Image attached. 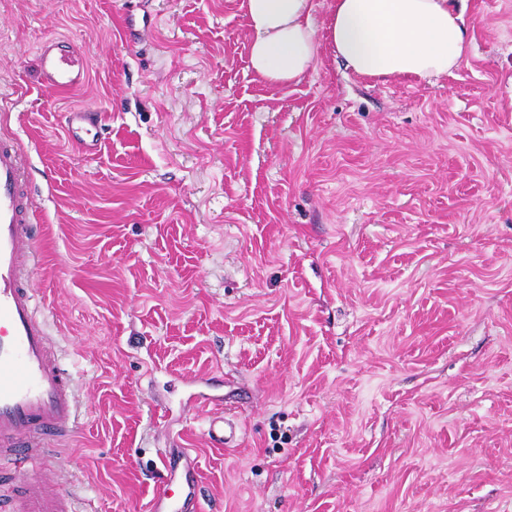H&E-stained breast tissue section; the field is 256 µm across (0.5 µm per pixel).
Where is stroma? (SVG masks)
Listing matches in <instances>:
<instances>
[{
  "instance_id": "obj_1",
  "label": "stroma",
  "mask_w": 512,
  "mask_h": 512,
  "mask_svg": "<svg viewBox=\"0 0 512 512\" xmlns=\"http://www.w3.org/2000/svg\"><path fill=\"white\" fill-rule=\"evenodd\" d=\"M241 2L0 0V137L79 396L55 488L145 512L184 434L200 512H512V0H467L448 75L326 50L278 87ZM51 38L84 47V88L42 91ZM216 412L237 445L208 442ZM65 130L73 143L88 148L97 145V121L87 109L76 107L67 111Z\"/></svg>"
}]
</instances>
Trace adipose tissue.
Instances as JSON below:
<instances>
[{"mask_svg":"<svg viewBox=\"0 0 512 512\" xmlns=\"http://www.w3.org/2000/svg\"><path fill=\"white\" fill-rule=\"evenodd\" d=\"M254 73L271 85L300 82L329 48L361 78L430 79L466 62L465 0H332L322 27L313 0H243Z\"/></svg>","mask_w":512,"mask_h":512,"instance_id":"1","label":"adipose tissue"}]
</instances>
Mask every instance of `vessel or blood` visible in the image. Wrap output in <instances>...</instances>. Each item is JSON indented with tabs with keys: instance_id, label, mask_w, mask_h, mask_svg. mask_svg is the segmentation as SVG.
I'll return each mask as SVG.
<instances>
[{
	"instance_id": "vessel-or-blood-1",
	"label": "vessel or blood",
	"mask_w": 512,
	"mask_h": 512,
	"mask_svg": "<svg viewBox=\"0 0 512 512\" xmlns=\"http://www.w3.org/2000/svg\"><path fill=\"white\" fill-rule=\"evenodd\" d=\"M45 91L81 88L89 74L88 56L71 42L48 41L40 48ZM91 111H67L65 130L76 144H97ZM33 196L15 139L0 137V459L7 460L19 488L16 512H71L67 498L50 481L30 473L32 459L73 437L79 401L74 378L54 350L28 270L40 258L32 232ZM210 441H235L236 427L224 417L212 419ZM163 488L155 490L148 512H199L203 476L189 451L173 457L163 448Z\"/></svg>"
}]
</instances>
